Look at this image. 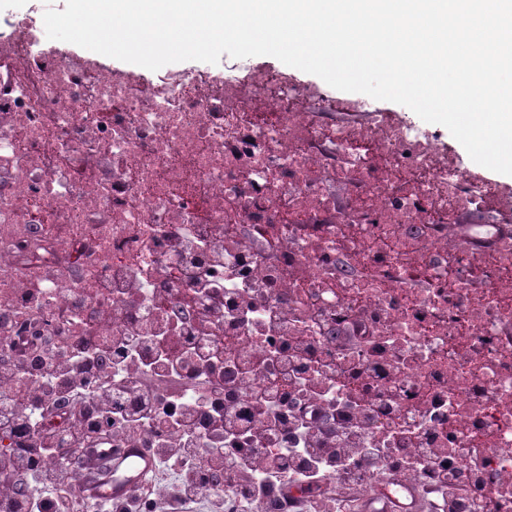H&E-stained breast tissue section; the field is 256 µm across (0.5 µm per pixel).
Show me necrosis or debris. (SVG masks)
I'll list each match as a JSON object with an SVG mask.
<instances>
[{
    "mask_svg": "<svg viewBox=\"0 0 512 512\" xmlns=\"http://www.w3.org/2000/svg\"><path fill=\"white\" fill-rule=\"evenodd\" d=\"M49 7L0 11V370L98 355L163 300L233 368L225 408L270 419L285 392L395 460L463 448L405 483L326 468L369 512H512V232L487 218L512 190L411 109L226 55L136 73L48 39ZM319 446L272 444L293 474L271 512H308Z\"/></svg>",
    "mask_w": 512,
    "mask_h": 512,
    "instance_id": "1",
    "label": "necrosis or debris"
}]
</instances>
